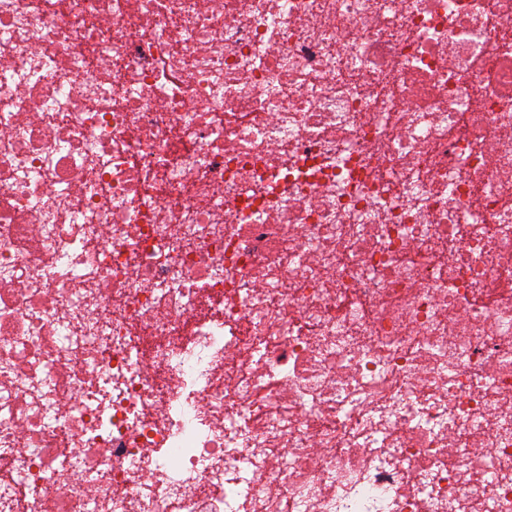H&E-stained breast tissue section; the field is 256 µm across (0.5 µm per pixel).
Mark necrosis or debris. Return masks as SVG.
<instances>
[{
    "label": "necrosis or debris",
    "mask_w": 512,
    "mask_h": 512,
    "mask_svg": "<svg viewBox=\"0 0 512 512\" xmlns=\"http://www.w3.org/2000/svg\"><path fill=\"white\" fill-rule=\"evenodd\" d=\"M0 512H512V0H0Z\"/></svg>",
    "instance_id": "4bbe7bcc"
}]
</instances>
